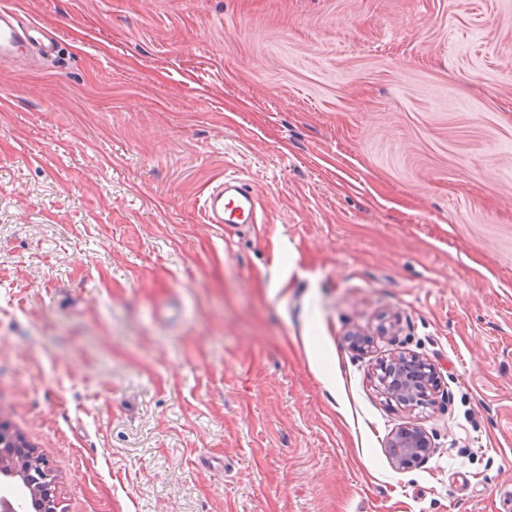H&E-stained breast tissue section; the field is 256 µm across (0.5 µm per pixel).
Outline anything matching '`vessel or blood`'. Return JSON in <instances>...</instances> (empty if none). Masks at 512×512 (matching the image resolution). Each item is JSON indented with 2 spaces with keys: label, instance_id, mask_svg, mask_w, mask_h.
Wrapping results in <instances>:
<instances>
[{
  "label": "vessel or blood",
  "instance_id": "1",
  "mask_svg": "<svg viewBox=\"0 0 512 512\" xmlns=\"http://www.w3.org/2000/svg\"><path fill=\"white\" fill-rule=\"evenodd\" d=\"M31 27L21 11L0 8V60L24 56L31 43ZM260 201L241 179L228 177L208 191L202 214L208 224H254Z\"/></svg>",
  "mask_w": 512,
  "mask_h": 512
}]
</instances>
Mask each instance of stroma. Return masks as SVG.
<instances>
[{
  "mask_svg": "<svg viewBox=\"0 0 512 512\" xmlns=\"http://www.w3.org/2000/svg\"><path fill=\"white\" fill-rule=\"evenodd\" d=\"M1 7L55 48L0 62V420L62 512H499L512 0ZM227 175L258 228L203 222ZM406 356L401 359L400 356L391 361L392 370V392H386L391 398L397 400V397L403 398L406 403H412L416 400H431L430 396L434 391L432 379L422 374L416 358ZM419 359V358H418ZM421 360V359H419ZM389 458L398 470L428 458L434 451L424 429L414 422H406L388 438Z\"/></svg>",
  "mask_w": 512,
  "mask_h": 512,
  "instance_id": "1",
  "label": "stroma"
}]
</instances>
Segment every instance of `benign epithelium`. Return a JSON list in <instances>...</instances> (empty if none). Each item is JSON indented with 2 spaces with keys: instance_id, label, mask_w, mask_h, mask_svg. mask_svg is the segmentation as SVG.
I'll return each instance as SVG.
<instances>
[{
  "instance_id": "1",
  "label": "benign epithelium",
  "mask_w": 512,
  "mask_h": 512,
  "mask_svg": "<svg viewBox=\"0 0 512 512\" xmlns=\"http://www.w3.org/2000/svg\"><path fill=\"white\" fill-rule=\"evenodd\" d=\"M392 398L406 402L430 399L434 387L432 379L424 376L418 360L399 357L391 361ZM388 455L398 470L405 469L428 458L434 451L424 429L409 421L397 428L387 441ZM18 482L24 496L34 505L35 512H58L59 504L53 484L45 481L43 464L33 448L18 440L11 429L0 422V479Z\"/></svg>"
}]
</instances>
